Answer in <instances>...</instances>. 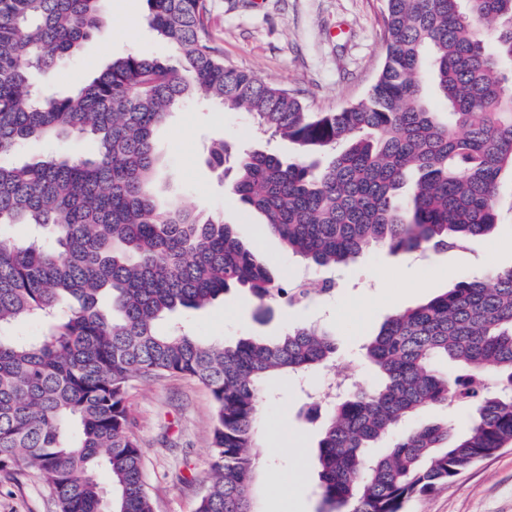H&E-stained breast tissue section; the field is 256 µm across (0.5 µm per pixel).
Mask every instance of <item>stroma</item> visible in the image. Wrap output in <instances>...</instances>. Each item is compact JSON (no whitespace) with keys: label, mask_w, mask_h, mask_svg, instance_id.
<instances>
[{"label":"stroma","mask_w":512,"mask_h":512,"mask_svg":"<svg viewBox=\"0 0 512 512\" xmlns=\"http://www.w3.org/2000/svg\"><path fill=\"white\" fill-rule=\"evenodd\" d=\"M206 26L227 67L298 91L315 112H338L365 96L385 62L383 0H207ZM107 36L86 41L41 81L44 91L65 93L112 58L135 53L169 58L175 50L147 25V0H103ZM135 39H127L130 24ZM259 146L291 158L293 144L258 137L247 115L221 105L189 101L177 106L155 135L163 160L155 177L162 198L191 211L223 215L242 242L261 256L277 281L297 265L270 234L259 214L246 208L228 179L207 161L211 140ZM499 221L494 234L423 262L377 248L328 275L331 290L305 299L274 296L269 313L255 316L256 301L230 290L203 309L179 311L192 336L232 342L246 336H281L295 324L314 325L336 338V359L349 363L360 387L376 377L359 346L395 312L419 305L456 282L512 267V175L500 180ZM320 372L305 386L282 375L264 385L254 484L260 512H319L316 464L320 421L311 420ZM131 427L144 454V479L154 512H195L213 464L210 447L214 404L202 384L168 375L134 382L128 397ZM0 512H56L41 478L19 475L0 485ZM406 512H512V447L499 450L459 475L451 485L411 500Z\"/></svg>","instance_id":"1"}]
</instances>
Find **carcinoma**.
<instances>
[{
  "label": "carcinoma",
  "mask_w": 512,
  "mask_h": 512,
  "mask_svg": "<svg viewBox=\"0 0 512 512\" xmlns=\"http://www.w3.org/2000/svg\"><path fill=\"white\" fill-rule=\"evenodd\" d=\"M101 0H0V330L34 316L43 335L0 336V472H34L59 512H153L127 398L139 378L180 375L214 403L213 476L196 512H255L262 387L336 364L314 326L209 343L158 324L232 288L268 314L275 280L224 220L163 203L155 131L173 106L218 100L297 147L292 160L213 143L231 189L289 253L338 268L373 247L442 252L492 233L512 170V0H383L386 58L339 112L230 69L208 36L207 0H148L175 60L116 57L76 92L36 75L104 35ZM446 115L426 102V83ZM79 134L96 153L14 161L32 139ZM23 224L15 241L5 229ZM379 380L339 398L318 443L322 512H405L512 445V268L465 279L390 316L361 345ZM466 400L471 425H410ZM111 486L104 490L98 468Z\"/></svg>",
  "instance_id": "1"
}]
</instances>
